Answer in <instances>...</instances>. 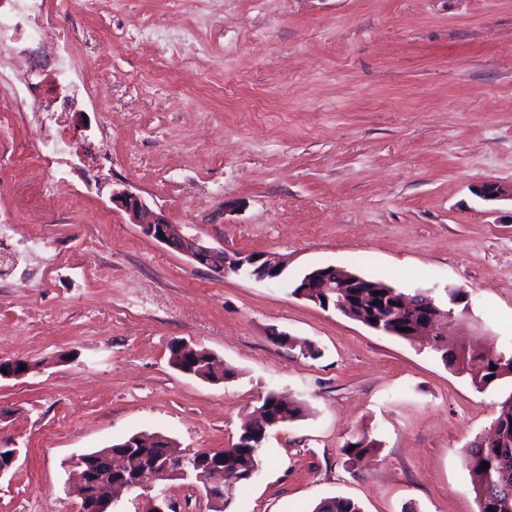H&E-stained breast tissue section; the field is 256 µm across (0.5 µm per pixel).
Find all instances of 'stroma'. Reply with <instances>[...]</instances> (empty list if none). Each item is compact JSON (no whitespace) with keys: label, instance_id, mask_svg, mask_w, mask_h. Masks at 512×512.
<instances>
[{"label":"stroma","instance_id":"obj_1","mask_svg":"<svg viewBox=\"0 0 512 512\" xmlns=\"http://www.w3.org/2000/svg\"><path fill=\"white\" fill-rule=\"evenodd\" d=\"M77 74L96 99L67 137L107 129L111 179L46 192L42 166L0 175L14 213L0 246V361L37 370L0 381V512H77L73 455L133 434L217 452L268 392L306 409L273 431L231 512H312L347 497L362 512H479L463 465L501 402L421 342L388 336L297 297L335 265L456 307L458 339L512 345V0H64ZM184 54L123 42L145 18ZM143 197L181 233L229 253L288 260L279 283L219 275L146 236L113 205ZM39 231L50 248L25 241ZM310 342L318 358L281 344ZM238 375L214 384L170 364L177 341ZM365 433L360 461L341 448Z\"/></svg>","mask_w":512,"mask_h":512}]
</instances>
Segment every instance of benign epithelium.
Here are the masks:
<instances>
[{"mask_svg":"<svg viewBox=\"0 0 512 512\" xmlns=\"http://www.w3.org/2000/svg\"><path fill=\"white\" fill-rule=\"evenodd\" d=\"M479 195L487 200L508 199L512 201V186L508 187L496 182H486L479 188ZM112 204L121 208L128 216L130 223L136 224L141 231L160 243L177 250L185 251L197 264L212 271L228 275H244L257 280L277 282L282 279L287 262L276 258H266L262 255L229 254L223 250L210 247L194 239H186L179 235L175 225L168 222L166 217L149 207L139 195L127 190L112 192ZM309 279L316 280L320 287L332 294L340 296L338 310L346 312L356 308L366 300L364 288L368 287L366 280L356 274L328 265L313 269L308 274ZM420 307L418 314L426 327L416 332L418 336H446L456 322L452 313H445L435 305L434 300L425 295L423 302L414 305L403 301V308L412 311ZM124 456L119 453L110 455L109 474L92 466H83L82 455L73 457L72 468L75 476V492L80 499L78 512H112L116 495L121 490L136 491L156 490L152 497V507L155 512H171L172 503L166 497L163 489L157 487V481L181 476L187 472L188 458L182 455H172L155 465V473L150 481L140 479L112 480V475L121 472ZM199 479L205 484L206 499L209 508L224 507V499L233 491L237 481L236 473L224 467V458L207 465L206 472L199 474Z\"/></svg>","mask_w":512,"mask_h":512,"instance_id":"7a95c632","label":"benign epithelium"}]
</instances>
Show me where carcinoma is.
I'll use <instances>...</instances> for the list:
<instances>
[{
  "mask_svg": "<svg viewBox=\"0 0 512 512\" xmlns=\"http://www.w3.org/2000/svg\"><path fill=\"white\" fill-rule=\"evenodd\" d=\"M371 288L368 292L386 296L384 306L393 307V302L405 292L392 287L382 279L369 280ZM433 351L442 363L460 373L471 376L474 386L482 391L505 378L512 377V351L483 350L481 348L460 346L451 342L448 336H435L432 342ZM170 357L180 361L178 367L189 371L203 380L216 383L220 379H231L236 376L234 368L224 364L210 351L196 347L186 353L170 349ZM270 409L273 413H281V424L293 422L304 416V409L291 403H279L278 396L267 393L254 411ZM498 432L495 441L476 440L464 452L463 463L470 478V484L476 494L479 512H512V396L502 403L501 409L492 422ZM250 431L243 430L233 447L224 449V455L231 460L241 474L237 488L249 483L248 473L262 466V449L248 443ZM133 443L143 452L130 456L126 460L127 469L143 472L150 461L171 455L179 451L175 441L166 436L153 434H134L123 441L106 448H99L85 453V457L93 458L119 450L124 444ZM377 448V443L365 434H356L346 440L341 452L352 458L367 454ZM489 468L481 469L483 463ZM313 512H361L354 500L345 497H333L321 500Z\"/></svg>",
  "mask_w": 512,
  "mask_h": 512,
  "instance_id": "carcinoma-1",
  "label": "carcinoma"
}]
</instances>
